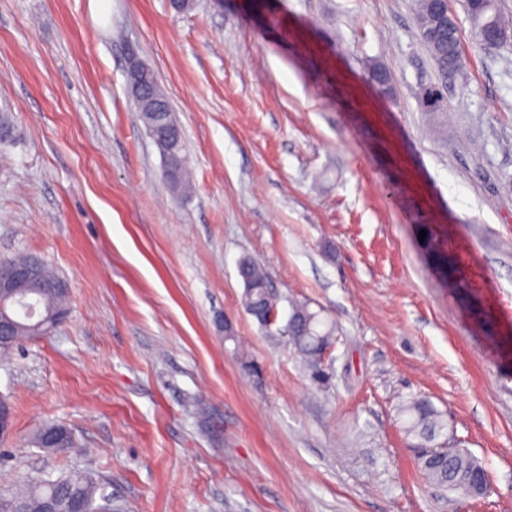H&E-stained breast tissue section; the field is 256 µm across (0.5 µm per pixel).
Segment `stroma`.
Wrapping results in <instances>:
<instances>
[{"instance_id":"obj_1","label":"stroma","mask_w":512,"mask_h":512,"mask_svg":"<svg viewBox=\"0 0 512 512\" xmlns=\"http://www.w3.org/2000/svg\"><path fill=\"white\" fill-rule=\"evenodd\" d=\"M464 3L462 84L414 0H0V258H43L70 296L0 362V493L89 473L114 512H448L398 416L424 394L491 476L457 512H512V45L484 50ZM130 44L182 128L189 194L127 91ZM243 257L280 317L335 322L328 382L245 312ZM47 421L75 453L30 445Z\"/></svg>"}]
</instances>
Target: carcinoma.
I'll return each mask as SVG.
<instances>
[{
    "instance_id": "obj_1",
    "label": "carcinoma",
    "mask_w": 512,
    "mask_h": 512,
    "mask_svg": "<svg viewBox=\"0 0 512 512\" xmlns=\"http://www.w3.org/2000/svg\"><path fill=\"white\" fill-rule=\"evenodd\" d=\"M428 0H416V24L422 42L429 49L435 63L441 71L456 74L462 82H467L461 57L459 32L448 35L442 41L432 35L433 24L428 19ZM500 27L512 29V18L507 16L496 0L484 7L474 0H466L467 16L471 17L473 31H478V24L483 12ZM168 157L174 160L171 186L177 192L187 193L191 190L188 160L184 151L183 138L177 137L166 148ZM239 274L244 281L243 305L261 326H267V316L278 310V297L268 287L264 271L253 261L244 259L239 264ZM61 280L48 264H43L38 281L6 293L0 298V315L13 316V304L16 296L27 295L34 299L39 308L36 319L22 318L15 320L14 335L5 337L0 344V359L6 360L19 347L22 341L44 336L53 320L60 312L66 310L67 292L55 287ZM336 339V325L311 310L305 304L292 306L288 317V343L294 353L310 370L313 379H318L323 372L322 357L327 347ZM400 415L407 435L424 442L433 441L446 428L441 415L425 397H414L401 406ZM481 463L465 450L447 449L442 458L423 455L418 460V467L434 485L450 492L462 495L467 488L472 469ZM78 498L92 512H99L108 507L104 502L98 481L90 474L64 476L56 479L32 478L23 480L7 496H0V512H45L47 502L54 500L57 512H69L70 500Z\"/></svg>"
}]
</instances>
